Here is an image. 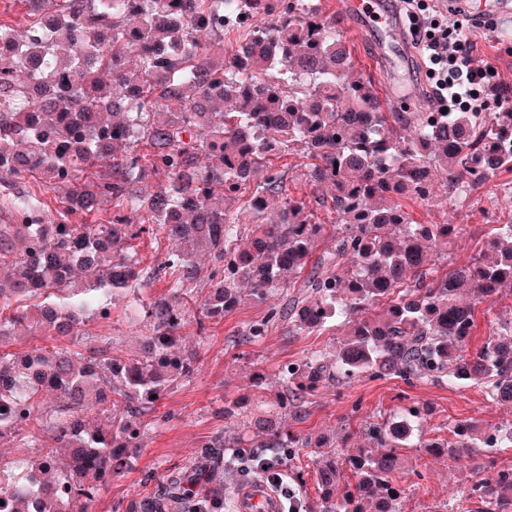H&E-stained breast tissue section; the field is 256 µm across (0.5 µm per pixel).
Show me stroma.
Wrapping results in <instances>:
<instances>
[{
  "mask_svg": "<svg viewBox=\"0 0 512 512\" xmlns=\"http://www.w3.org/2000/svg\"><path fill=\"white\" fill-rule=\"evenodd\" d=\"M475 0H425L426 14L449 19L462 25L477 54L490 61L498 82L512 84V21L507 13L512 0H499L474 15ZM356 65L379 79L383 95L400 112H433L437 105L428 93L407 99L397 96L389 71L381 67L368 37H347ZM405 206L417 223H451L464 225L457 249L449 255L452 263L465 261L479 246L485 226L512 220V174L502 175L465 199L448 200L443 182H435L430 201H406ZM285 297L273 295L260 304L243 298L237 308L223 319L206 324L205 335H198L196 324L187 325L182 344L200 348L201 361L195 378L172 389L160 401L158 420L150 426L145 446L133 467L115 478L100 492L89 512H127L131 502L153 494L157 482L168 469L183 466L197 453L202 443L224 429L225 400L246 396L258 399L259 388L253 387L254 373L273 374L279 365L315 352H328L347 332L337 324L308 336H286L282 328L271 329L268 336L245 343L238 336L244 323L262 319L269 307H283ZM512 318V295H502L495 302L481 304L476 313L471 349L481 348L501 321ZM140 329L135 316L117 302L110 316L93 317L82 326V338L65 339V346L80 349L89 338L113 355L131 353ZM426 408L423 419L424 439H450V425L474 421L483 428L512 426V405L492 401L483 387L455 388L445 383L407 385L398 379H369L323 387L318 390L301 420L289 419L291 431L320 435L336 432L343 435L362 425L380 421L393 414L401 404ZM402 467L398 474L408 493L403 512H446L449 502L458 498L475 478V466L485 460L483 449H471V462L438 457L424 448L401 451ZM315 453L299 449L292 464L285 468V486L300 504L315 502Z\"/></svg>",
  "mask_w": 512,
  "mask_h": 512,
  "instance_id": "stroma-1",
  "label": "stroma"
}]
</instances>
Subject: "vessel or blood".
<instances>
[{"instance_id": "b4317fda", "label": "vessel or blood", "mask_w": 512, "mask_h": 512, "mask_svg": "<svg viewBox=\"0 0 512 512\" xmlns=\"http://www.w3.org/2000/svg\"><path fill=\"white\" fill-rule=\"evenodd\" d=\"M346 16L352 31L376 38V55L384 68L408 62L402 30L383 9L380 0H348ZM236 509L237 512H279L280 503L266 486L253 484L239 492Z\"/></svg>"}]
</instances>
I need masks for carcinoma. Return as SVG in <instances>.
I'll return each mask as SVG.
<instances>
[{"instance_id":"cac0c4a2","label":"carcinoma","mask_w":512,"mask_h":512,"mask_svg":"<svg viewBox=\"0 0 512 512\" xmlns=\"http://www.w3.org/2000/svg\"><path fill=\"white\" fill-rule=\"evenodd\" d=\"M13 2L19 20L0 25V180L62 194L53 209L28 191L0 195L13 219L0 224V337L15 325L76 336L87 315L107 316L129 295L149 332L123 359L94 346L0 353V439L41 448L18 475L0 462L9 512H88L132 468L159 400L198 371L182 329L193 319L204 332L245 290L263 303L298 289L243 328L247 342L278 322L298 336L343 321L347 336L333 354L278 369L261 413L224 402V421L241 430L202 444L129 512L233 510L223 466L309 447L319 512H401L400 449L461 460L483 447L487 431L473 424L450 428V442L423 440L422 410L403 405L410 435L391 418L373 423L363 434L383 452L342 456L336 434H294L286 415L305 418L321 386L360 377L512 397V318L468 349L479 305L512 292V221L492 225L466 261L437 268L432 257L448 255L462 225L415 224L404 205L430 200L439 179L452 198L512 173L502 144L512 85L494 90L500 112H396L336 19L295 8L301 0H225L242 16L232 31L257 45L247 54L224 53L214 0H141L137 11L128 0ZM298 152L311 160L304 199L270 162ZM148 178L159 181L151 196L135 188ZM144 235L168 242L147 268L135 250ZM156 281L167 292L144 301ZM509 501L512 469L490 455L455 508L499 512Z\"/></svg>"}]
</instances>
